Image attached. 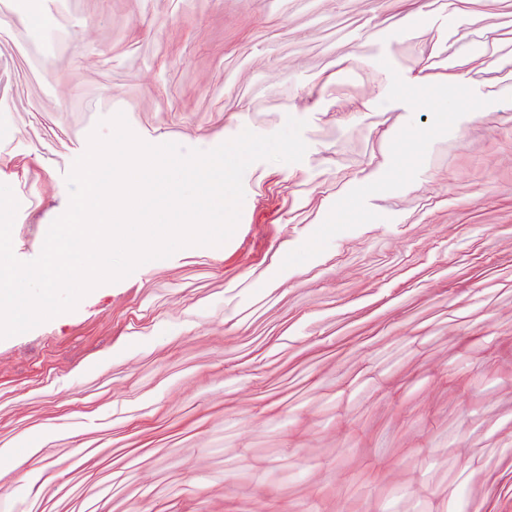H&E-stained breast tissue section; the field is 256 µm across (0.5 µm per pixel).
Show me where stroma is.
<instances>
[{
    "label": "stroma",
    "instance_id": "obj_1",
    "mask_svg": "<svg viewBox=\"0 0 512 512\" xmlns=\"http://www.w3.org/2000/svg\"><path fill=\"white\" fill-rule=\"evenodd\" d=\"M304 120L239 224L0 339L23 512H512V0H0L36 259L98 120ZM46 472L39 496L22 483Z\"/></svg>",
    "mask_w": 512,
    "mask_h": 512
}]
</instances>
